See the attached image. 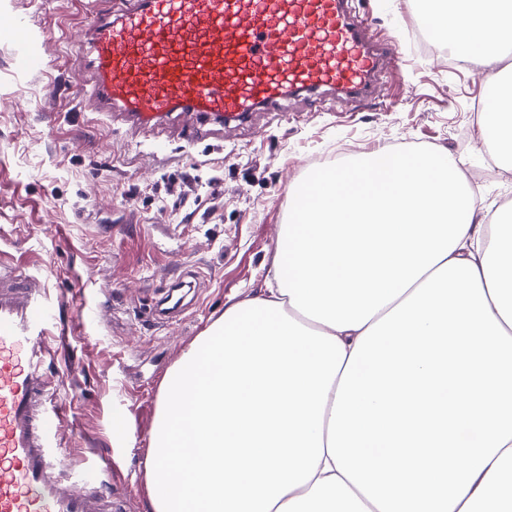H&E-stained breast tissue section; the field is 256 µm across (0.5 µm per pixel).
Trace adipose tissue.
<instances>
[{"label":"adipose tissue","mask_w":512,"mask_h":512,"mask_svg":"<svg viewBox=\"0 0 512 512\" xmlns=\"http://www.w3.org/2000/svg\"><path fill=\"white\" fill-rule=\"evenodd\" d=\"M499 108L512 172V0H414ZM266 295L166 373L151 512H512V206L444 151L303 179Z\"/></svg>","instance_id":"adipose-tissue-1"}]
</instances>
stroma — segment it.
Returning <instances> with one entry per match:
<instances>
[{
	"label": "stroma",
	"mask_w": 512,
	"mask_h": 512,
	"mask_svg": "<svg viewBox=\"0 0 512 512\" xmlns=\"http://www.w3.org/2000/svg\"><path fill=\"white\" fill-rule=\"evenodd\" d=\"M351 8L397 53L372 99L346 114L338 100L299 97L287 112L190 138L180 121L142 129L69 97L68 85L89 76L87 0H0V259L47 279L71 323L63 453L111 459L121 512H149L145 465L164 376L225 303L266 293L292 184L384 148L444 149L468 170L486 162L471 110L485 71L414 45L411 0ZM15 20L37 35L42 70L18 66L3 29ZM193 275L194 306L156 319L170 284ZM82 303L101 312L78 326Z\"/></svg>",
	"instance_id": "1"
}]
</instances>
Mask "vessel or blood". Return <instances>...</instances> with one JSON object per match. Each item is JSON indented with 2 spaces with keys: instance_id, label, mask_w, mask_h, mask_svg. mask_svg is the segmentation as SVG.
<instances>
[{
  "instance_id": "1",
  "label": "vessel or blood",
  "mask_w": 512,
  "mask_h": 512,
  "mask_svg": "<svg viewBox=\"0 0 512 512\" xmlns=\"http://www.w3.org/2000/svg\"><path fill=\"white\" fill-rule=\"evenodd\" d=\"M363 31L348 0H127L92 25V78L72 95L147 129L238 125L301 91L362 102L390 54ZM53 321L45 282L0 261V512H112L111 459L77 467L58 450L72 371L47 369Z\"/></svg>"
}]
</instances>
